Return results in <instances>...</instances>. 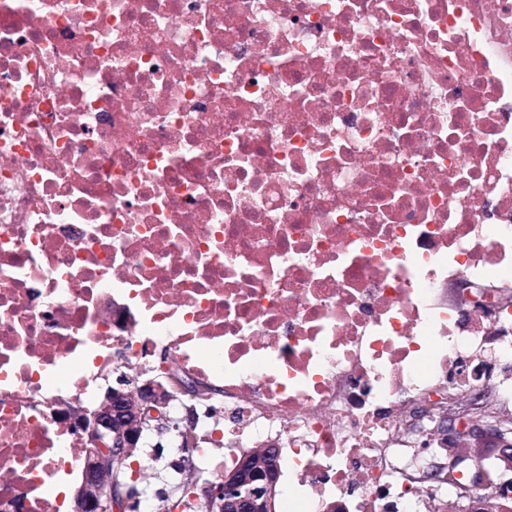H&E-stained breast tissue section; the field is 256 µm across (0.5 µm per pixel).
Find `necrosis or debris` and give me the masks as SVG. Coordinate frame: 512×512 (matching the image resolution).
<instances>
[{"label": "necrosis or debris", "mask_w": 512, "mask_h": 512, "mask_svg": "<svg viewBox=\"0 0 512 512\" xmlns=\"http://www.w3.org/2000/svg\"><path fill=\"white\" fill-rule=\"evenodd\" d=\"M160 344L290 512H381L408 394L511 396L512 0H0V512Z\"/></svg>", "instance_id": "1"}]
</instances>
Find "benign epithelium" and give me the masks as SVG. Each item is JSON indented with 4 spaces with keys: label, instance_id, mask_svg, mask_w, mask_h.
Listing matches in <instances>:
<instances>
[{
    "label": "benign epithelium",
    "instance_id": "1",
    "mask_svg": "<svg viewBox=\"0 0 512 512\" xmlns=\"http://www.w3.org/2000/svg\"><path fill=\"white\" fill-rule=\"evenodd\" d=\"M193 388L192 381L177 374L147 378L133 391L118 382L105 389L97 406L76 416L73 428L81 438L83 455L71 512H131L132 506L140 502V492L134 483L115 481L112 460L124 459L141 447L147 431H168L169 402L175 394H186ZM486 404L481 391L467 396L464 404L457 403L446 410L427 403L412 413L408 428L414 431L420 423H434L443 439L450 443L468 442L476 456L491 443L498 448V457L512 465V432L472 415ZM180 422L182 444L194 446L195 414L187 413ZM279 459L280 448L275 442L264 449L262 463L243 452L235 458L232 468L224 470L219 479L206 483L193 498L202 501L207 512H275L281 476ZM452 464L451 459L434 462L418 481L438 485L442 482L441 474L451 470Z\"/></svg>",
    "mask_w": 512,
    "mask_h": 512
}]
</instances>
